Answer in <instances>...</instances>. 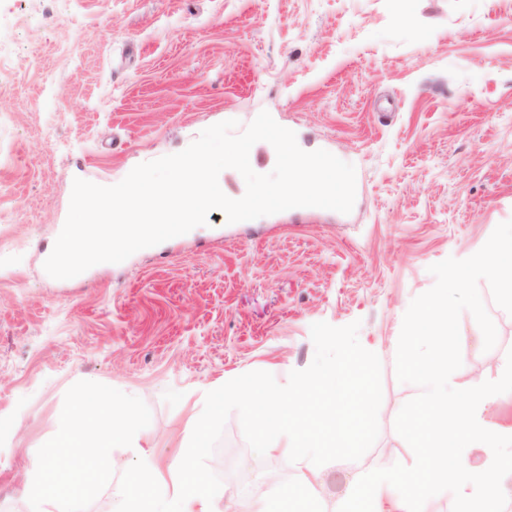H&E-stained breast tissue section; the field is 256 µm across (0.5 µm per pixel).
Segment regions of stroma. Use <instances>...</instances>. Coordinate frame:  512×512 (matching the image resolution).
I'll return each instance as SVG.
<instances>
[{"instance_id": "35a3bbf8", "label": "stroma", "mask_w": 512, "mask_h": 512, "mask_svg": "<svg viewBox=\"0 0 512 512\" xmlns=\"http://www.w3.org/2000/svg\"><path fill=\"white\" fill-rule=\"evenodd\" d=\"M268 111L307 152L356 168L350 213L296 207L209 223L70 279L44 262L74 179L102 186L186 149L204 129ZM512 227V0H0V512L55 451L72 394L125 397L139 443L86 459L75 512H111L141 449L184 456L207 388L242 372L286 383L315 354L310 327L359 322L382 368L379 435L319 466L307 491L278 437L253 455L230 414L209 468L250 457L248 504L340 512L363 472L427 483V404L411 315L446 289L458 380L512 356V307L470 258Z\"/></svg>"}]
</instances>
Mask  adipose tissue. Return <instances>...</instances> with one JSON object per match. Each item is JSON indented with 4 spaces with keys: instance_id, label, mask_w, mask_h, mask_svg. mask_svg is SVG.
<instances>
[{
    "instance_id": "1",
    "label": "adipose tissue",
    "mask_w": 512,
    "mask_h": 512,
    "mask_svg": "<svg viewBox=\"0 0 512 512\" xmlns=\"http://www.w3.org/2000/svg\"><path fill=\"white\" fill-rule=\"evenodd\" d=\"M470 266L501 283L506 302L512 306V234L472 256ZM412 331L417 338L440 342L439 347L427 350L413 365L421 394L435 410L426 428L433 438L427 456L438 469L454 470L457 504L469 506L472 512H490L498 499L512 496V464L499 467L490 476L469 468L462 451L485 448L494 457L504 453L512 456V424L494 420L499 402L512 397V357L504 360L498 378L484 387L458 382L448 364L447 347L453 340L450 314L439 296L413 314ZM73 405L79 414L66 421L62 446L84 448L92 443L100 447L114 433L126 438L135 433L130 419L116 431L106 424L94 426L85 421V414L113 407L110 391L92 386L79 388L73 394ZM82 484L80 459L62 465L48 458L36 467L32 481L23 491L52 506L77 496ZM156 494L161 496L167 512H220L214 496L189 478L184 459L164 466L144 457L134 485L124 490L121 498L131 504L151 500ZM420 497L421 490L411 474L372 472L348 486L343 512H420Z\"/></svg>"
}]
</instances>
